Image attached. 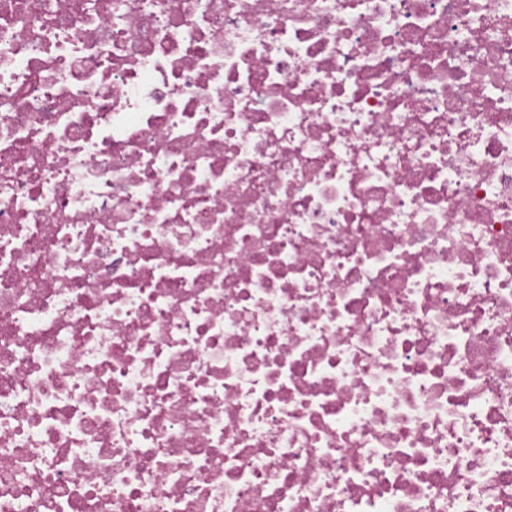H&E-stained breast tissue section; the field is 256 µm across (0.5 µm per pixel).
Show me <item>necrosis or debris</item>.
I'll return each instance as SVG.
<instances>
[{"instance_id":"1","label":"necrosis or debris","mask_w":512,"mask_h":512,"mask_svg":"<svg viewBox=\"0 0 512 512\" xmlns=\"http://www.w3.org/2000/svg\"><path fill=\"white\" fill-rule=\"evenodd\" d=\"M0 512H512V0H0Z\"/></svg>"}]
</instances>
